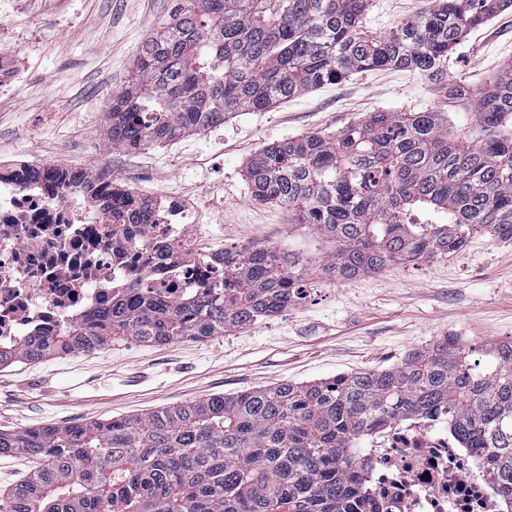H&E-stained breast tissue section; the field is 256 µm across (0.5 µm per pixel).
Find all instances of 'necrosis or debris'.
I'll return each instance as SVG.
<instances>
[{
  "label": "necrosis or debris",
  "instance_id": "obj_1",
  "mask_svg": "<svg viewBox=\"0 0 512 512\" xmlns=\"http://www.w3.org/2000/svg\"><path fill=\"white\" fill-rule=\"evenodd\" d=\"M134 192L96 166L0 155L1 345L61 331L123 288L172 301L222 282L224 243L179 194L155 190L139 223H117L113 202ZM359 454L370 512H505L512 503L487 483L489 451L464 447L443 411L380 429Z\"/></svg>",
  "mask_w": 512,
  "mask_h": 512
}]
</instances>
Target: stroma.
<instances>
[{"instance_id": "obj_1", "label": "stroma", "mask_w": 512, "mask_h": 512, "mask_svg": "<svg viewBox=\"0 0 512 512\" xmlns=\"http://www.w3.org/2000/svg\"><path fill=\"white\" fill-rule=\"evenodd\" d=\"M430 0H373L367 30L389 33ZM172 0H17L0 46L25 76L0 92V152L82 166L112 159L116 181L166 187L194 203L225 246L271 241L310 253L321 241L280 206L257 200L247 160L264 146L309 133H335L371 112L464 113L413 71H370L263 112L228 118L220 131L187 134V146L112 147L108 108L129 82L141 43L163 23ZM512 61V10L458 45L451 71L483 87ZM462 337L487 365L488 345L512 341V242L474 237L431 261H396L345 282L308 276L302 300L279 316L206 340L148 346L123 339L96 353L0 367V430L77 425L144 415L217 394H237L398 363L435 338ZM154 378H129L143 368Z\"/></svg>"}]
</instances>
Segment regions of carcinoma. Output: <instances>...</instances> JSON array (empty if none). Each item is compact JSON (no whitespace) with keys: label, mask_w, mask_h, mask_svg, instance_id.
Returning a JSON list of instances; mask_svg holds the SVG:
<instances>
[{"label":"carcinoma","mask_w":512,"mask_h":512,"mask_svg":"<svg viewBox=\"0 0 512 512\" xmlns=\"http://www.w3.org/2000/svg\"><path fill=\"white\" fill-rule=\"evenodd\" d=\"M372 0H173L112 99L114 148L162 146L237 112L260 111L373 69L418 72L472 118L372 112L334 135L262 148L255 196L332 243L316 272L345 281L394 260L460 251L474 232L512 241V63L479 92L448 78L460 40L512 0H432L384 36L364 33ZM309 261L271 244L224 249V282L186 301L126 288L62 332L0 345V366L92 353L120 337L204 341L302 299ZM458 336L397 365L214 395L144 417L0 432V455L39 467L0 512H358L356 445L405 417L443 409L469 448L491 452L493 491L512 493V342L479 368Z\"/></svg>","instance_id":"carcinoma-1"}]
</instances>
